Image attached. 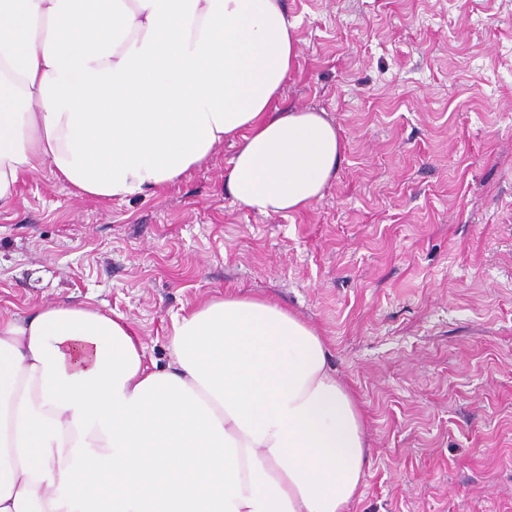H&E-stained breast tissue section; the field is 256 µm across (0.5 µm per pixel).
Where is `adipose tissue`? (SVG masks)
Returning <instances> with one entry per match:
<instances>
[{
    "label": "adipose tissue",
    "mask_w": 512,
    "mask_h": 512,
    "mask_svg": "<svg viewBox=\"0 0 512 512\" xmlns=\"http://www.w3.org/2000/svg\"><path fill=\"white\" fill-rule=\"evenodd\" d=\"M297 43L281 0H0V203L46 166L122 202L230 139L239 204L308 207L343 142L276 105ZM167 351L80 303L0 317V512H349L367 427L315 328L230 294Z\"/></svg>",
    "instance_id": "ef3b65f1"
}]
</instances>
